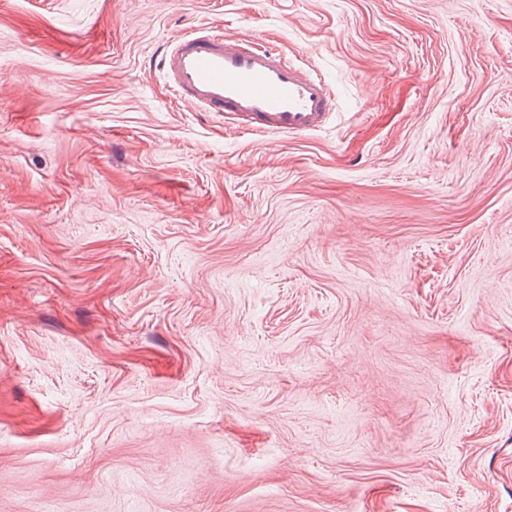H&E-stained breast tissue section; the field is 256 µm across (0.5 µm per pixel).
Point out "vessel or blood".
Masks as SVG:
<instances>
[{"label":"vessel or blood","instance_id":"1","mask_svg":"<svg viewBox=\"0 0 512 512\" xmlns=\"http://www.w3.org/2000/svg\"><path fill=\"white\" fill-rule=\"evenodd\" d=\"M160 64L175 99L243 132L307 135L333 115L324 79L256 37L230 40L211 27L190 29L164 43Z\"/></svg>","mask_w":512,"mask_h":512}]
</instances>
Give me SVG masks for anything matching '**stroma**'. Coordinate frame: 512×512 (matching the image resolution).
Returning a JSON list of instances; mask_svg holds the SVG:
<instances>
[{"instance_id": "stroma-1", "label": "stroma", "mask_w": 512, "mask_h": 512, "mask_svg": "<svg viewBox=\"0 0 512 512\" xmlns=\"http://www.w3.org/2000/svg\"><path fill=\"white\" fill-rule=\"evenodd\" d=\"M191 25L336 116L177 105ZM0 512H512V0H0Z\"/></svg>"}]
</instances>
